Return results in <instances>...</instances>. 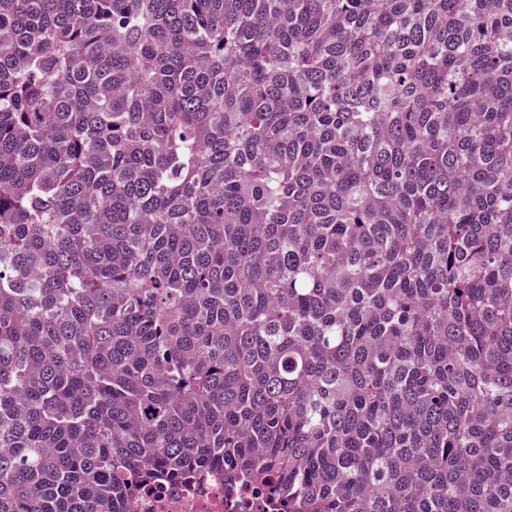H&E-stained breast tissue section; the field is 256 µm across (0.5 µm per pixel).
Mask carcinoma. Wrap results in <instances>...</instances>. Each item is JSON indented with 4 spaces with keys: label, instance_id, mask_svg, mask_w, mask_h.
<instances>
[{
    "label": "carcinoma",
    "instance_id": "1",
    "mask_svg": "<svg viewBox=\"0 0 512 512\" xmlns=\"http://www.w3.org/2000/svg\"><path fill=\"white\" fill-rule=\"evenodd\" d=\"M221 463L512 512V0H0V512Z\"/></svg>",
    "mask_w": 512,
    "mask_h": 512
}]
</instances>
